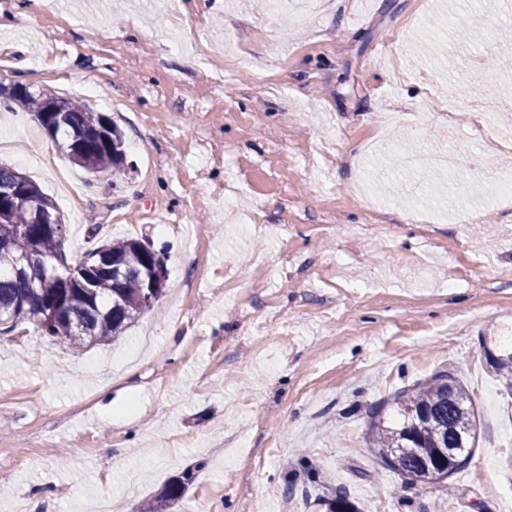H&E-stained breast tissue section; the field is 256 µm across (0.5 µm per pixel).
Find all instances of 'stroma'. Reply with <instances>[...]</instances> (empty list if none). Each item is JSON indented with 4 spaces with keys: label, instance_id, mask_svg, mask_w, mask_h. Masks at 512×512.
<instances>
[{
    "label": "stroma",
    "instance_id": "1",
    "mask_svg": "<svg viewBox=\"0 0 512 512\" xmlns=\"http://www.w3.org/2000/svg\"><path fill=\"white\" fill-rule=\"evenodd\" d=\"M0 88L88 102L130 168L97 181L29 112H0V158L56 203L71 260L148 240L168 281L116 342L75 353L0 333V512H112L194 471L173 512H512V417L480 342L512 327V199L483 168L455 87L505 82L468 0H0ZM106 91L97 96L88 83ZM404 109L396 123L392 102ZM232 196L234 210L224 208ZM458 200L471 224L447 219ZM453 369L478 412L467 468L404 487L367 443L372 408ZM318 502V506L324 507L325 512H360L355 502L343 491L320 496Z\"/></svg>",
    "mask_w": 512,
    "mask_h": 512
}]
</instances>
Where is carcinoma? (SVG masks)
<instances>
[{
    "label": "carcinoma",
    "mask_w": 512,
    "mask_h": 512,
    "mask_svg": "<svg viewBox=\"0 0 512 512\" xmlns=\"http://www.w3.org/2000/svg\"><path fill=\"white\" fill-rule=\"evenodd\" d=\"M59 103L61 112L46 107ZM20 105L32 113L51 136L66 140L69 160L89 176L99 178L124 166L121 130L102 112L75 99L51 92L33 96L22 90L3 105L9 112ZM32 199L35 208L3 194L7 188ZM60 217L51 198L27 175L0 160V326H34L42 335L71 349H84L119 338L135 320L154 307L152 274L167 277L165 258L138 238L105 242L75 265L64 252L66 224L45 227L41 216ZM122 275L112 277V264ZM486 368L512 398V346L491 337L483 340ZM400 418L386 421L372 412L369 447L383 465L398 473L407 486L435 485L464 470L477 439L478 414L468 389L454 372L438 371L431 378L394 397ZM185 480L178 479L141 505V512H172L182 497ZM325 512H359L343 491L318 498Z\"/></svg>",
    "instance_id": "cac0c4a2"
}]
</instances>
